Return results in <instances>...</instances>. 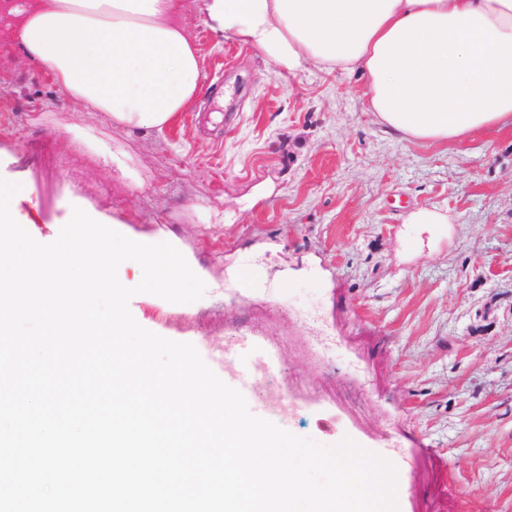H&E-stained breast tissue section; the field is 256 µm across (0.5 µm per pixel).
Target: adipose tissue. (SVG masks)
I'll return each instance as SVG.
<instances>
[{"label":"adipose tissue","instance_id":"1","mask_svg":"<svg viewBox=\"0 0 512 512\" xmlns=\"http://www.w3.org/2000/svg\"><path fill=\"white\" fill-rule=\"evenodd\" d=\"M276 73L358 71L366 109L408 141L512 125V0H196ZM183 0H27L1 19L83 109L160 129L200 91Z\"/></svg>","mask_w":512,"mask_h":512}]
</instances>
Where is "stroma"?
Returning <instances> with one entry per match:
<instances>
[{
	"instance_id": "35a3bbf8",
	"label": "stroma",
	"mask_w": 512,
	"mask_h": 512,
	"mask_svg": "<svg viewBox=\"0 0 512 512\" xmlns=\"http://www.w3.org/2000/svg\"><path fill=\"white\" fill-rule=\"evenodd\" d=\"M184 2L200 92L159 130L85 111L0 34V179L24 187V228L53 242L75 205L172 244L205 293L136 295L139 325L220 377L249 336L277 378L252 404L393 464L398 512H512V126L401 140L367 112L364 74L278 77ZM429 206L449 223H405ZM359 382L361 402L338 398Z\"/></svg>"
}]
</instances>
